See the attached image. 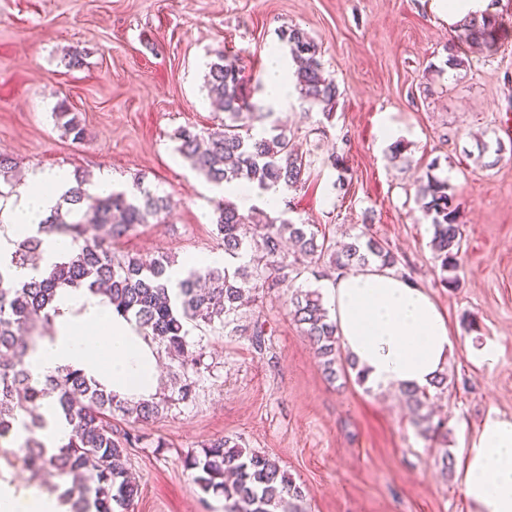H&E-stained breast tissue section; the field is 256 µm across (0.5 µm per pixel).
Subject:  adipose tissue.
<instances>
[{"label": "adipose tissue", "instance_id": "1", "mask_svg": "<svg viewBox=\"0 0 512 512\" xmlns=\"http://www.w3.org/2000/svg\"><path fill=\"white\" fill-rule=\"evenodd\" d=\"M73 180L64 170L31 174L8 204L0 230V265L18 241L36 235ZM342 350L377 390L430 387L455 347L448 320L429 291L391 269L370 264L324 280ZM51 335L39 338L28 361L40 376L64 367L136 398L157 385L148 343L100 297L62 291ZM462 487L476 512H512V418L488 414L465 446Z\"/></svg>", "mask_w": 512, "mask_h": 512}]
</instances>
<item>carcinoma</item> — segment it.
<instances>
[{"mask_svg": "<svg viewBox=\"0 0 512 512\" xmlns=\"http://www.w3.org/2000/svg\"><path fill=\"white\" fill-rule=\"evenodd\" d=\"M497 25L496 16L489 14L466 18L459 28L466 41L480 46ZM281 39L297 62L292 77L307 110L317 109L325 119H332L339 90L324 75L317 44L298 27L281 31ZM215 56L206 86L224 111V123L204 134L180 129L179 154L216 186L246 181L263 192L298 187L311 162L294 149L286 126H255L272 116L274 109L264 98L252 100L241 58L224 50ZM53 117L73 140L83 139L78 115L68 111L65 103H59ZM14 169L11 159L0 155V198L4 200L17 183ZM87 184L86 179L75 177L69 195L40 226L44 234L71 240L74 249L66 261L39 276L20 278L19 270L36 268L42 239L33 236L18 242L10 266L0 269V454H5L3 443L15 441L20 425L27 432L24 463L32 474L53 470L61 477L79 479L58 496L66 512H130L139 493L127 467L132 438L115 434L112 415L118 412L135 423H147L194 399L202 353L188 341V323L226 327L241 308L256 301L260 289L286 282L288 271L308 260L317 262L327 256L345 268L366 265L372 258L392 266L395 257L371 236L355 235L338 251L328 239H318L310 224L270 216L261 222L256 212L244 214L221 200L216 204V230L224 266H192L174 281L170 277L174 258L162 255L147 263L113 250L114 242L137 226L160 220L170 207L169 197L150 190L139 178L132 183L133 192L114 190L106 196L90 194ZM416 202L433 227L431 245L440 262L441 282L452 287L458 282L463 242L456 196L448 181L428 172L417 180ZM286 241L293 247L291 261ZM63 288L86 289L101 296L144 339L164 348L180 372L171 394L130 399L69 367L42 379L34 377L27 356L34 341L53 328V301ZM291 305L293 319L312 342L325 374L335 379L340 346L336 324L320 294L298 288ZM402 394L421 434L429 438L442 434V423L434 424L420 414L429 390L404 388ZM47 399L71 426L68 444L54 453L48 452L38 435ZM186 467L203 492L224 495V512H298L293 501L302 497V491L279 462L228 438L214 439L188 456Z\"/></svg>", "mask_w": 512, "mask_h": 512, "instance_id": "1", "label": "carcinoma"}]
</instances>
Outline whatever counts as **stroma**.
Here are the masks:
<instances>
[{"label": "stroma", "instance_id": "1", "mask_svg": "<svg viewBox=\"0 0 512 512\" xmlns=\"http://www.w3.org/2000/svg\"><path fill=\"white\" fill-rule=\"evenodd\" d=\"M431 0H0V154L20 179L63 169L117 187L142 178L170 195L162 221L115 243L116 252L177 261L217 249L216 202L222 193L178 152L180 128L204 131L224 118L207 96L216 50L239 55L250 78L263 77L280 33L299 27L317 43L324 73L340 96L332 120L299 97L277 107L312 165L301 188L283 191L272 216L312 224L335 242L361 232L394 255L395 273L426 288L448 318L458 345L448 387L432 417L447 438H427L401 392L358 383L347 355L328 380L289 313L286 286L260 290L244 320L264 322L266 348L246 333L191 326L206 369L192 403L147 425L114 416L141 438L129 456L140 489L134 512H224V497L204 493L186 456L219 437L275 458L304 493L300 512H473L459 473H443V452L460 456L488 412L512 417V160L491 168L478 142L512 143L501 115L512 113V0L485 46L459 43L466 68L449 70L450 28ZM85 55L70 70L64 55ZM67 103L85 137L73 141L53 117ZM391 122L406 150L392 160L379 137ZM343 155L348 176L331 167ZM448 181L460 204L466 240L459 285L441 282L433 227L416 202L427 171ZM490 343L493 368L469 349ZM22 448L0 458V480L16 494L48 490L57 475L32 477Z\"/></svg>", "mask_w": 512, "mask_h": 512}]
</instances>
